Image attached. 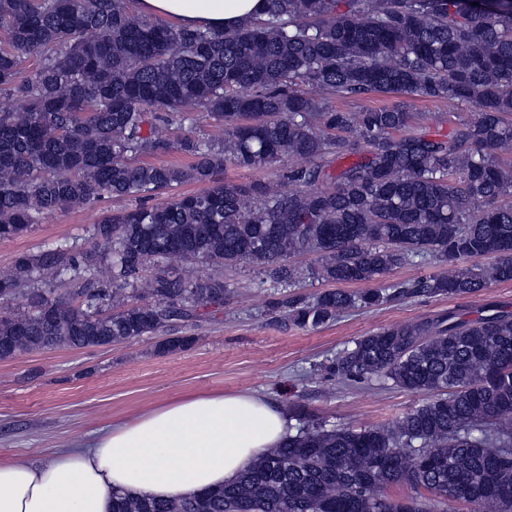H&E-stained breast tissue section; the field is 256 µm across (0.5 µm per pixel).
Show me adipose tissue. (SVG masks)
Instances as JSON below:
<instances>
[{"label": "adipose tissue", "instance_id": "1", "mask_svg": "<svg viewBox=\"0 0 512 512\" xmlns=\"http://www.w3.org/2000/svg\"><path fill=\"white\" fill-rule=\"evenodd\" d=\"M158 22L216 33L263 17L265 0H137ZM295 424L264 396L198 394L118 420L49 458L0 460V512H112V496L181 500L231 484Z\"/></svg>", "mask_w": 512, "mask_h": 512}]
</instances>
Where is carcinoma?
I'll return each instance as SVG.
<instances>
[{
    "mask_svg": "<svg viewBox=\"0 0 512 512\" xmlns=\"http://www.w3.org/2000/svg\"><path fill=\"white\" fill-rule=\"evenodd\" d=\"M266 18L215 35L138 16L126 0H0V240L44 216L113 197L96 247L45 245L0 270V352L87 348L192 326L224 305L219 275L194 262L249 263L276 288L268 313L317 328L355 309L415 296L476 297L512 282V0H265ZM26 56L34 57L22 75ZM396 93L470 105L448 135L411 131L401 106L361 112L331 100ZM224 123V138L156 123ZM170 150L186 165L146 163ZM291 161L272 181L225 183L224 164ZM350 159L335 169L330 160ZM321 263L304 271L288 258ZM425 279L377 283L427 258ZM311 277L338 287L307 296ZM337 371L423 395L387 426H327L296 408L295 433L233 484L182 501L117 494L112 512H512V312L452 311L361 336ZM404 486L405 497L388 489Z\"/></svg>",
    "mask_w": 512,
    "mask_h": 512,
    "instance_id": "1",
    "label": "carcinoma"
}]
</instances>
